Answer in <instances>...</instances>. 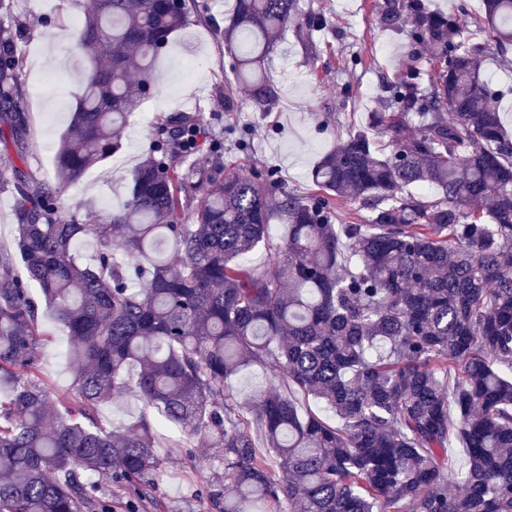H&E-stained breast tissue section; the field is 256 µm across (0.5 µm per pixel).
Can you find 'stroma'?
<instances>
[{
	"instance_id": "stroma-1",
	"label": "stroma",
	"mask_w": 512,
	"mask_h": 512,
	"mask_svg": "<svg viewBox=\"0 0 512 512\" xmlns=\"http://www.w3.org/2000/svg\"><path fill=\"white\" fill-rule=\"evenodd\" d=\"M332 20L317 35L316 56L305 53L294 29L275 45L267 68L281 88L273 111H260L249 96L237 93L233 111L214 95L229 78L230 59L214 31L234 8V0H208L211 17L175 32L153 63L150 95L132 114L120 149L88 169L72 186L61 190V203L70 208L87 202L96 210L120 207L131 179L149 148L152 127L172 112L204 113L209 131L224 143V159L246 173L270 170L300 193L313 190L314 165L349 130L365 127L368 115L386 95L385 84L398 79L411 62L413 48L403 37L380 27L373 0H311ZM81 15L76 0H14L12 24L21 31L17 52L23 61V87L29 121V150L19 159L12 147L0 143V248L11 247L16 236V199L7 183L19 164H26L36 181L53 178L57 152L71 114L91 68L90 56L74 45L72 29ZM352 51L370 59L369 67L349 74L343 58ZM249 141L238 153L235 131ZM51 343L39 362L41 377L53 395L66 394L71 375L66 358L70 338L65 328L42 317ZM277 380L271 368L252 365L229 379L227 394L251 399ZM158 455L164 464L149 482L148 496L130 499L120 488L104 485L113 512H205L198 493L208 481V468L197 467L209 450L201 441L186 442L176 430L159 437Z\"/></svg>"
}]
</instances>
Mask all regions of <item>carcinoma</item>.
Here are the masks:
<instances>
[{"label": "carcinoma", "mask_w": 512, "mask_h": 512, "mask_svg": "<svg viewBox=\"0 0 512 512\" xmlns=\"http://www.w3.org/2000/svg\"><path fill=\"white\" fill-rule=\"evenodd\" d=\"M12 5L0 0V135L21 156ZM483 5L488 39L474 42L462 10L375 0L380 25L408 27L429 69L408 65L367 126L319 160L314 194L270 171L240 174L207 141L202 113L173 112L155 125L122 206L85 224L61 213L60 187L119 149L154 58L208 11L204 0L176 10L87 0L74 38L96 66L56 178L34 183L18 168L10 181L0 512H112L105 481L143 495L162 465L151 410L224 465L201 491L215 512H512V138L483 70L512 47V0ZM327 25L302 0H236L219 34L232 79L217 96L231 105L242 89L272 111L279 88L265 61L278 36L293 27L312 54L309 35ZM342 197L359 208L339 213ZM271 224L287 225L283 244L269 245ZM87 239L89 263L76 256ZM261 245L270 258L257 269L249 255ZM43 304L71 338L62 399L38 376ZM249 365L276 369L278 381L239 402L224 383ZM127 391L143 414L104 425L100 408ZM297 393L335 421L301 413ZM452 433L463 469L448 460Z\"/></svg>", "instance_id": "cac0c4a2"}]
</instances>
